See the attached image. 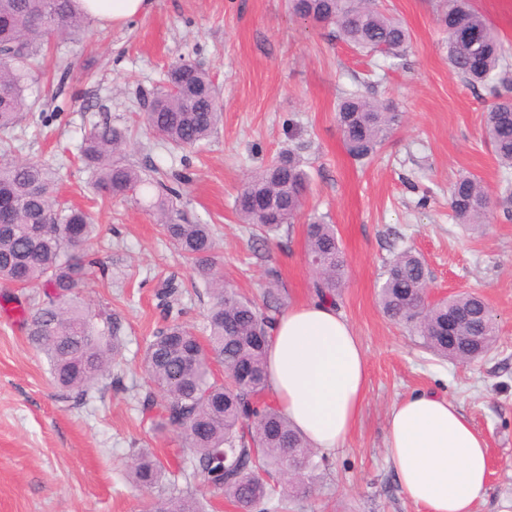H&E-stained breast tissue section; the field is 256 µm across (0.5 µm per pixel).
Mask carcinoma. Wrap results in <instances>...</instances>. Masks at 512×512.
Returning <instances> with one entry per match:
<instances>
[{"label": "carcinoma", "mask_w": 512, "mask_h": 512, "mask_svg": "<svg viewBox=\"0 0 512 512\" xmlns=\"http://www.w3.org/2000/svg\"><path fill=\"white\" fill-rule=\"evenodd\" d=\"M301 19L336 26L337 37L366 53L400 59L410 46L408 29L382 11L376 0H289ZM438 21L450 35L448 63L472 86L493 98L485 117V134L501 167L512 170V87L503 74L502 41L472 0H441ZM85 18L74 0H0V280L31 290L22 309L30 343L49 361L61 401L80 405L95 385L111 374L119 355L122 321L105 310H92L79 288L104 273L89 253L95 225L81 209H60L49 169L13 155L12 133L22 120L28 86L43 74L44 36L74 39ZM479 59L481 67L473 65ZM147 125L177 148H191L217 131L223 112L208 71L184 60L165 74L147 100ZM337 122L347 153L354 159L373 155L401 123L392 105L356 91L341 97ZM126 131L105 121L94 125L82 146V159L93 169L101 196L126 198L140 187L155 190L150 203L165 238L187 260L193 277L212 295L206 313L205 339L181 321V285L166 281L158 292L166 324L147 344L143 363L151 390L139 400L157 425L175 432L191 457L173 471L153 455L137 452L132 481L149 490L166 476L171 486L183 480L186 490L158 500L151 512H201L192 480L201 475L239 512H284L288 500L310 492L308 479L324 465L278 407L267 401L266 349L274 316L286 303L279 273L266 269L263 305L228 288L217 275V246L207 224H191L174 205L175 183L148 178L124 160ZM310 175L294 157L252 174L235 199L244 224L266 236L290 233L302 210ZM452 217L472 229L491 221V197L475 177L453 183ZM306 255L321 300H335L345 281L347 263L336 226L320 220L306 225ZM429 285L422 259L410 250L397 253L382 273L378 303L391 320L418 336L436 356L462 363L489 353L496 325L488 304L461 293L424 304ZM226 378L215 376L213 365Z\"/></svg>", "instance_id": "carcinoma-1"}]
</instances>
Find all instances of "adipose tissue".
Wrapping results in <instances>:
<instances>
[{
  "label": "adipose tissue",
  "instance_id": "adipose-tissue-1",
  "mask_svg": "<svg viewBox=\"0 0 512 512\" xmlns=\"http://www.w3.org/2000/svg\"><path fill=\"white\" fill-rule=\"evenodd\" d=\"M89 19L121 25L151 0H76ZM270 394L309 445L343 447L362 411L368 366L350 323L331 302L303 301L273 325ZM385 451L407 498L426 512H474L487 492V443L456 400L411 394L387 413Z\"/></svg>",
  "mask_w": 512,
  "mask_h": 512
}]
</instances>
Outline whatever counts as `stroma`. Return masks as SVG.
<instances>
[{"mask_svg": "<svg viewBox=\"0 0 512 512\" xmlns=\"http://www.w3.org/2000/svg\"><path fill=\"white\" fill-rule=\"evenodd\" d=\"M379 2L412 35L396 70L371 71L333 27L293 17L288 0H153L125 25L90 21L78 38L56 41L47 78L26 93L15 152L48 165L59 203L89 214L91 250L106 272L80 296L119 314L123 347L99 391L65 407L46 359L5 304L27 301L28 290L0 282V512H147L173 489L136 487L133 453L165 463L187 454L175 433L158 432L139 411L149 388L143 353L165 324L155 296L165 280L185 285L182 319L196 335L205 333L211 297L191 287L188 263L155 222L150 192L137 203L98 196L80 147L106 119L127 130L126 158L137 168L189 174L177 207L189 222L211 225L217 269L241 294L262 299L274 266L289 302L314 299L304 226L321 219L336 227L347 260L336 309L368 361L367 397L345 447L329 454L310 496L289 501L288 512H425L403 494L384 449L388 409L420 392L456 399L487 438L488 491L476 512H512V194L484 133L489 98L450 69L436 0ZM183 58L210 72L224 105L217 132L192 150L158 138L139 104ZM353 90L404 114L365 161L346 153L336 119L339 98ZM290 151L311 176L304 207L288 240L251 242L235 197L252 172ZM462 174L490 191L495 218L484 234L451 217L450 187ZM404 249L424 259L434 299L470 291L488 301L498 339L482 360L436 357L382 314L376 286Z\"/></svg>", "mask_w": 512, "mask_h": 512, "instance_id": "1", "label": "stroma"}]
</instances>
